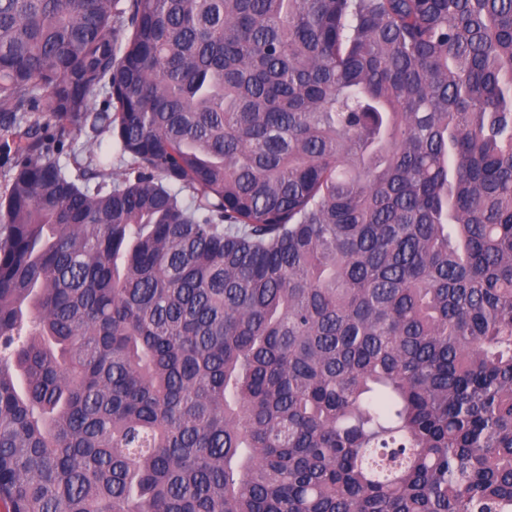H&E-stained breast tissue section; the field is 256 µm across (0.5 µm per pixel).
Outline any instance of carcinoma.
I'll return each instance as SVG.
<instances>
[{
    "mask_svg": "<svg viewBox=\"0 0 512 512\" xmlns=\"http://www.w3.org/2000/svg\"><path fill=\"white\" fill-rule=\"evenodd\" d=\"M0 131L4 512H512V0H0Z\"/></svg>",
    "mask_w": 512,
    "mask_h": 512,
    "instance_id": "cac0c4a2",
    "label": "carcinoma"
}]
</instances>
